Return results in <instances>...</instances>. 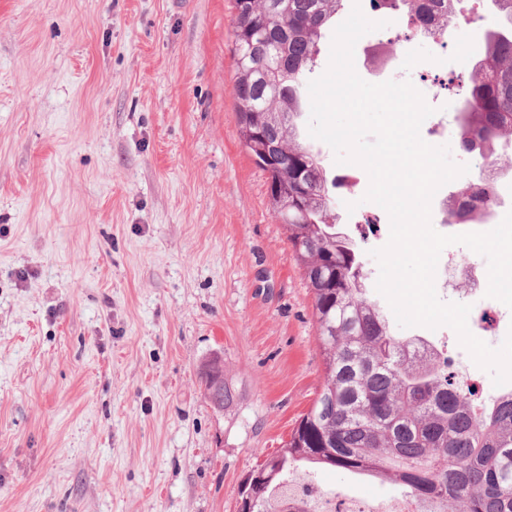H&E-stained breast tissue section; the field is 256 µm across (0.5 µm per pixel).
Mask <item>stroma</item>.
Returning <instances> with one entry per match:
<instances>
[{
  "label": "stroma",
  "instance_id": "35a3bbf8",
  "mask_svg": "<svg viewBox=\"0 0 512 512\" xmlns=\"http://www.w3.org/2000/svg\"><path fill=\"white\" fill-rule=\"evenodd\" d=\"M233 18V0H0V512H237L241 478L321 387L311 296L240 138ZM489 22L467 0L460 56L396 20L358 40L355 70L385 82L397 49L469 72ZM421 92L435 109L422 139L476 177L455 97ZM309 119L300 138L326 178L355 182L333 189L332 212L391 333L447 346L493 392L453 329L398 325L371 255L389 216ZM448 250L458 265L438 267L437 294L472 303L487 260ZM215 353L232 393L221 411L201 386ZM298 475L389 508L404 498L332 469Z\"/></svg>",
  "mask_w": 512,
  "mask_h": 512
}]
</instances>
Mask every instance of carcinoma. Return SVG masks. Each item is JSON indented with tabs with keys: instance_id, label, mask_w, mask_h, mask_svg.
<instances>
[{
	"instance_id": "cac0c4a2",
	"label": "carcinoma",
	"mask_w": 512,
	"mask_h": 512,
	"mask_svg": "<svg viewBox=\"0 0 512 512\" xmlns=\"http://www.w3.org/2000/svg\"><path fill=\"white\" fill-rule=\"evenodd\" d=\"M374 12L407 18L416 33L445 37L462 0H368ZM494 26L484 31L466 79L448 78L462 95L457 129L467 154L492 155L512 128V0H488ZM344 0H233L236 117L282 114L260 137L282 146L288 172V244L304 269L323 356L324 382L288 441L250 474L256 499L243 512H282L288 478L301 466H330L400 486L418 512H512V391L477 410L447 367L419 356L425 341L391 335L363 288L359 246L336 237L321 168L293 165L312 153L297 142L301 85L320 53L323 32ZM453 195L465 206L448 224L488 221L496 192L473 180Z\"/></svg>"
}]
</instances>
